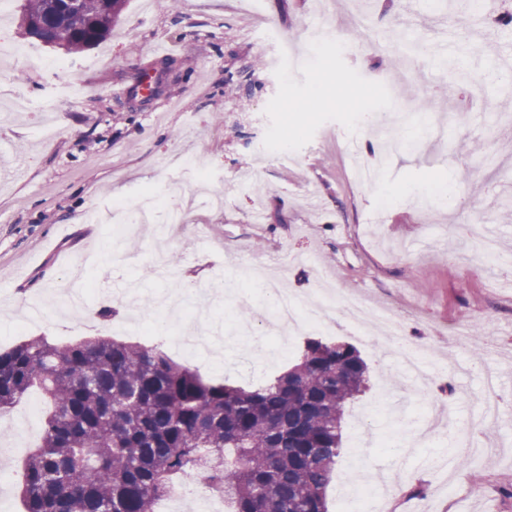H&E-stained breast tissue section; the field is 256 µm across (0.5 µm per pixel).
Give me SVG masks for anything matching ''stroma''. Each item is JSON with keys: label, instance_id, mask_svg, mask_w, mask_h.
Segmentation results:
<instances>
[{"label": "stroma", "instance_id": "obj_1", "mask_svg": "<svg viewBox=\"0 0 512 512\" xmlns=\"http://www.w3.org/2000/svg\"><path fill=\"white\" fill-rule=\"evenodd\" d=\"M22 2L0 12V48L8 50L0 92L25 73L29 97L53 102L58 133L43 137L36 112L0 122V349L37 336L134 340L136 323L162 317L159 291L188 277L199 289L220 280L226 293L207 318L223 336L215 358L168 353L208 382L261 384L297 359L304 338L274 353L271 298L259 290L251 327L240 332L231 291L249 284L246 260L260 261L289 292L364 295L395 308L412 336L439 338L426 372L446 381L440 400L402 377L394 346L359 340L340 312L319 331L355 345L369 367L366 393L345 412L328 512H338L340 492L377 487L384 476L416 484L439 510L512 512L501 493L512 472V266L482 260L478 238L457 232L482 215L483 235L512 258V28L473 33L463 0H396L382 13L369 0H181L175 10L167 0H128L110 37L67 55L22 35ZM412 17L429 51L403 68L394 50ZM162 52L169 67L160 92L131 101L126 88ZM331 77L348 98L325 88ZM451 83L455 98L437 97ZM313 90L314 106L302 111ZM430 94L433 110L413 112V100ZM362 113L396 124L394 149L375 127L358 126ZM283 142L291 161L271 154ZM200 152L222 183L224 206L198 203L168 247L175 281L152 272L149 224L134 234L139 265L113 267L111 227L87 213L148 192H188L199 177L188 159ZM358 161L379 164L375 183L355 179ZM464 166L470 183L449 179ZM93 249L101 258L87 273L86 309L30 320L26 304L55 301L70 263ZM460 330L468 333L462 346ZM476 351L499 373L500 415L473 439L501 453L455 470L464 494L447 506L444 473L425 461L447 459L476 411L481 378L454 370ZM46 409L34 390L0 413V512L23 510L21 466L41 439Z\"/></svg>", "mask_w": 512, "mask_h": 512}]
</instances>
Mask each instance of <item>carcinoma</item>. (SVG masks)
<instances>
[{
    "label": "carcinoma",
    "instance_id": "obj_1",
    "mask_svg": "<svg viewBox=\"0 0 512 512\" xmlns=\"http://www.w3.org/2000/svg\"><path fill=\"white\" fill-rule=\"evenodd\" d=\"M127 0H25L40 41L78 54L105 39ZM368 366L345 342L305 341L253 390L206 382L158 345L35 337L0 352V412L38 388L52 407L25 461L24 512H154L177 482L224 484L229 512H327L347 405Z\"/></svg>",
    "mask_w": 512,
    "mask_h": 512
}]
</instances>
